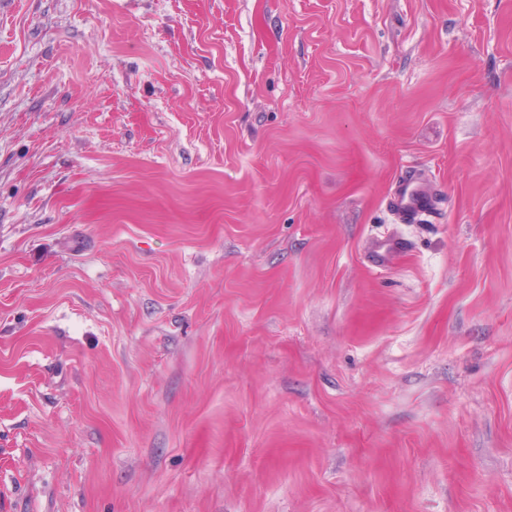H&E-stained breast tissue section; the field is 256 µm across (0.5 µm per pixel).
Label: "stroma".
Returning <instances> with one entry per match:
<instances>
[{"instance_id": "1", "label": "stroma", "mask_w": 512, "mask_h": 512, "mask_svg": "<svg viewBox=\"0 0 512 512\" xmlns=\"http://www.w3.org/2000/svg\"><path fill=\"white\" fill-rule=\"evenodd\" d=\"M0 512H512V0H0ZM390 205L404 219L411 220L430 209L431 199L422 189L415 188L412 177H407L392 196Z\"/></svg>"}]
</instances>
